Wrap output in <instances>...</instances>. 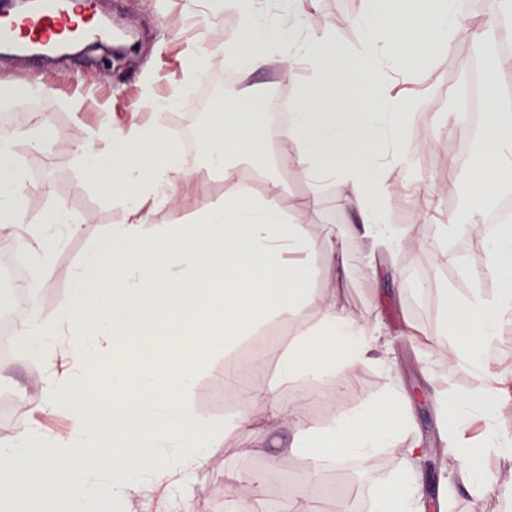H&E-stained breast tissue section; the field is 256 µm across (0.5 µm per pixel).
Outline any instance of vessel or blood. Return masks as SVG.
Listing matches in <instances>:
<instances>
[{"mask_svg": "<svg viewBox=\"0 0 512 512\" xmlns=\"http://www.w3.org/2000/svg\"><path fill=\"white\" fill-rule=\"evenodd\" d=\"M84 0L75 6L61 5L59 0H41L37 12L19 15L0 23V39L28 49L53 44L69 31L81 28L90 36L98 29L89 26Z\"/></svg>", "mask_w": 512, "mask_h": 512, "instance_id": "vessel-or-blood-1", "label": "vessel or blood"}]
</instances>
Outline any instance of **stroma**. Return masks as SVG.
I'll list each match as a JSON object with an SVG mask.
<instances>
[{
	"label": "stroma",
	"instance_id": "obj_1",
	"mask_svg": "<svg viewBox=\"0 0 512 512\" xmlns=\"http://www.w3.org/2000/svg\"><path fill=\"white\" fill-rule=\"evenodd\" d=\"M467 26L477 36L457 38L448 53L430 68L413 73L414 90L422 119L413 123L405 139L416 158V168L405 172L393 167L386 172L385 206L392 224L408 231L417 241L414 250L404 248L387 254L368 255L353 233L358 216L336 186L326 189L318 208H301L308 196L305 177L291 158L271 163L259 157L239 162L242 173L266 175L277 165L283 183L281 204L293 223L301 225L312 239L333 243L342 253V264L328 268L319 252L306 256L311 271L308 286L318 296L335 299L338 307L378 327L386 341L389 371L359 367L343 386L323 384L319 394L306 399L307 383L295 380L278 384L282 354L297 334L293 322L279 319L263 325L256 335L245 338L231 358L213 355L199 374L194 405L205 415L224 423V440L210 449L193 488L191 512H213L215 493L247 497L255 507L287 502L292 493L285 477L308 487L309 512H367V500L377 482L396 469L401 445L381 448L367 462H349L336 468L321 467L311 473L304 457L291 448L293 439L329 425L339 413L351 412L357 397H375L395 387L406 399L412 425L406 441H422L427 453L420 464L423 512H501L497 494L474 501L465 491L459 466L448 458V439L436 406L439 391L461 394L484 386L480 376L431 358L429 349L440 331L447 298L469 297L475 291L493 295L486 255L477 238L459 236L449 240L451 260L438 258L435 247L437 225L447 223L455 209L450 202L465 197L468 179L457 175L454 162L458 148L468 145L473 171L493 176L495 165L480 155L479 142L470 141L462 128L452 94L476 61V45L489 46L485 63L495 75L503 111L512 113V53L492 52L504 41L499 25L488 21V0H469ZM313 19V33L329 34L337 44L354 50L362 39L357 19L364 0H306ZM91 12L102 11L117 28L134 33L135 52L103 69L101 51L80 58L45 60L38 57L0 58V82L19 86L38 82L52 85L54 93L32 100L28 115L14 117L12 95L0 96L11 113L12 128L48 129L53 137L41 148L18 139V158L30 191L23 221L40 224L51 205L67 208L75 226L55 253L51 268L42 275L41 308L50 315L67 301L71 273L85 254L98 244L112 225L123 223L126 213L112 197L104 195L81 169L71 143L93 141L101 125H146L153 121V99L175 94L185 81L193 46L213 52L231 37L238 24L233 13L221 18L205 15L199 0H91ZM304 62L274 61L250 76H237L228 84L229 96L258 93L264 99L280 98L287 90L314 78ZM228 186L217 175L197 178L175 203L154 216L159 224H192L202 204L223 199ZM496 367L503 374L499 399L504 407V429L512 433V323L496 337ZM44 370L31 359H0V443L12 439L18 419H29L47 433H62L69 427L64 411L41 410ZM278 385V396L288 403L304 400V420L286 426L265 415L255 396ZM250 406L255 428L239 423L243 406ZM238 472L242 480L226 487L225 474Z\"/></svg>",
	"mask_w": 512,
	"mask_h": 512
}]
</instances>
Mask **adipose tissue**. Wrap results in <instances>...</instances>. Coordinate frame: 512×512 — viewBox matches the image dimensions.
I'll return each instance as SVG.
<instances>
[{"instance_id":"1","label":"adipose tissue","mask_w":512,"mask_h":512,"mask_svg":"<svg viewBox=\"0 0 512 512\" xmlns=\"http://www.w3.org/2000/svg\"><path fill=\"white\" fill-rule=\"evenodd\" d=\"M207 9L213 17L227 11L240 16L237 34L217 52L225 65L249 74L279 57L309 62L318 72L289 102L288 126L277 133L280 146L294 148L298 171L310 185L305 207H316L321 193L338 185L360 215L368 253L401 248L404 234L390 223L384 204L385 172L412 168L404 139L419 106L391 95L382 79L403 68H429L447 53L465 28L459 0H365L358 19L364 38L352 59L333 40L311 35L301 0H286L275 11L260 0H207ZM262 109L260 99L248 96L222 101L198 129L201 154L218 159L232 189L223 201L204 205L196 224L154 222L179 187L200 175L182 162L158 123L107 125L99 132L106 150L80 146L82 169L125 203L129 218L113 225L73 270L70 299L53 316L42 313L39 278L24 286L29 315L13 341L45 370L43 409L65 410L71 426L50 435L19 422L13 439L0 447V476L12 477L0 483V512H90L102 502L123 506L149 494L167 506L173 489L192 490L208 449L224 439V425L193 407L201 365L188 353L231 354L267 319L284 317L300 328L281 361V381L341 385L358 367L385 368L375 329L335 302H322L318 322L306 326L304 310L314 300L306 289L310 271L287 256L314 248L332 266L336 249L312 243L290 222L277 177L268 178L265 195H255L225 156L230 148L239 156L261 153L267 133L255 114ZM489 109L481 151L511 167L512 115L494 102ZM14 140V132L0 130V200L8 206L0 213V236L33 251L35 265L45 270L71 216L56 205L42 224L24 226L27 190L10 162ZM481 245L495 296L453 301L433 350L486 377L493 373L495 338L512 321V230ZM169 341L180 352L167 350ZM441 407L452 415L448 435L455 459L512 452L500 431L504 410L494 385L450 396ZM475 412L485 422L476 441L466 435L467 418ZM409 425L402 397L390 389L307 432L299 450L315 469L366 460L397 442ZM424 455L421 442L406 446L397 470L377 487L373 512H418Z\"/></svg>"}]
</instances>
